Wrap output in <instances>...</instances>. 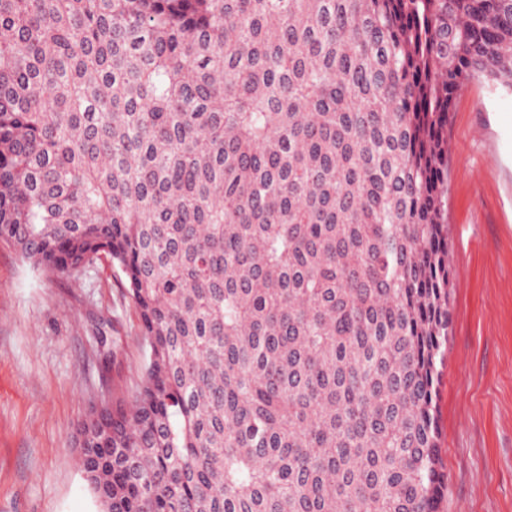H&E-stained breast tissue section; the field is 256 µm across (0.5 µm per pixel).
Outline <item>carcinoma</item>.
<instances>
[{"label":"carcinoma","mask_w":512,"mask_h":512,"mask_svg":"<svg viewBox=\"0 0 512 512\" xmlns=\"http://www.w3.org/2000/svg\"><path fill=\"white\" fill-rule=\"evenodd\" d=\"M512 0H0V239L106 256L148 356L104 512H438L448 121Z\"/></svg>","instance_id":"cac0c4a2"}]
</instances>
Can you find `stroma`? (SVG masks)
<instances>
[{
    "instance_id": "stroma-1",
    "label": "stroma",
    "mask_w": 512,
    "mask_h": 512,
    "mask_svg": "<svg viewBox=\"0 0 512 512\" xmlns=\"http://www.w3.org/2000/svg\"><path fill=\"white\" fill-rule=\"evenodd\" d=\"M451 325L436 385L440 512H512V90L472 81L448 122ZM147 349L121 269L50 274L0 241V512H102L77 465L91 405Z\"/></svg>"
}]
</instances>
